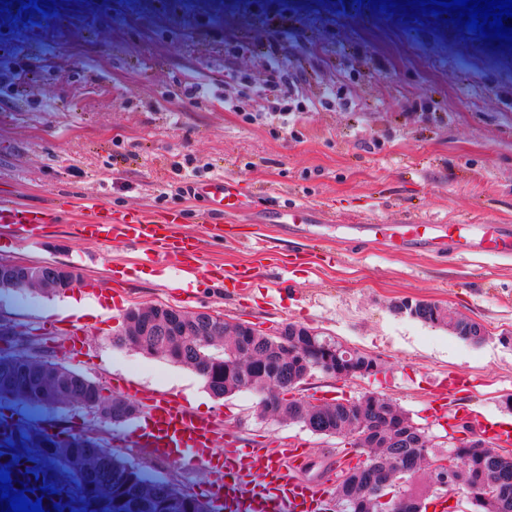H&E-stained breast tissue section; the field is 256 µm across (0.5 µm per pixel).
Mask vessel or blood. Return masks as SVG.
Instances as JSON below:
<instances>
[{
  "label": "vessel or blood",
  "mask_w": 512,
  "mask_h": 512,
  "mask_svg": "<svg viewBox=\"0 0 512 512\" xmlns=\"http://www.w3.org/2000/svg\"><path fill=\"white\" fill-rule=\"evenodd\" d=\"M212 211L221 213L237 208L240 191L220 180L203 185ZM91 219L82 224L86 238L108 243H142L155 260L175 259L183 266L199 262V239L181 235L180 216L162 212L149 217L141 212L126 213L118 220L101 215L99 200L88 202ZM57 219L54 208H30L15 200L0 197V230L14 237L33 239L34 230ZM353 239L387 238L415 248H439L455 241L461 254L512 257L510 224H357ZM126 392L148 407L143 421L131 424L127 437L133 446L151 449L159 457L176 455L189 463L203 464L209 475V498L223 512H319L322 494L291 474L296 451L279 449L271 455L260 445H244L234 438H221L213 420L198 415L173 399L149 395L133 385ZM223 441L222 452H214L216 441Z\"/></svg>",
  "instance_id": "b4317fda"
}]
</instances>
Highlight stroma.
<instances>
[{
    "label": "stroma",
    "mask_w": 512,
    "mask_h": 512,
    "mask_svg": "<svg viewBox=\"0 0 512 512\" xmlns=\"http://www.w3.org/2000/svg\"><path fill=\"white\" fill-rule=\"evenodd\" d=\"M42 14L9 9L0 45L13 76L0 79V195L40 208L70 202L68 221L31 244L0 235V261L60 262L81 275L62 294L0 293V351L25 349L82 373L112 394L136 384L216 418L243 443L306 449L298 479L333 491L346 439L258 414L240 391L214 398L192 370L114 339L132 307L207 310L271 331L291 322L376 356L379 374L349 381L316 372L298 396L333 403L392 400L434 442L466 403L488 421H512V259L395 251L352 241V224H512V48L473 33L371 12L358 0H75ZM288 31L285 40L276 29ZM277 48L294 89L287 132L225 110L271 112L261 92ZM225 180L240 210L218 215L204 241L192 299L184 271L143 266V248L75 231L87 199L109 212L173 210L201 237L200 186ZM311 212L313 235L289 230V207ZM251 274L250 288L208 283L205 272ZM425 300L480 322L482 344L402 313ZM79 332L80 358L63 340ZM55 433H93L153 478L200 495L208 476L131 446L126 425L77 404L34 410L0 400V417Z\"/></svg>",
    "instance_id": "obj_1"
}]
</instances>
